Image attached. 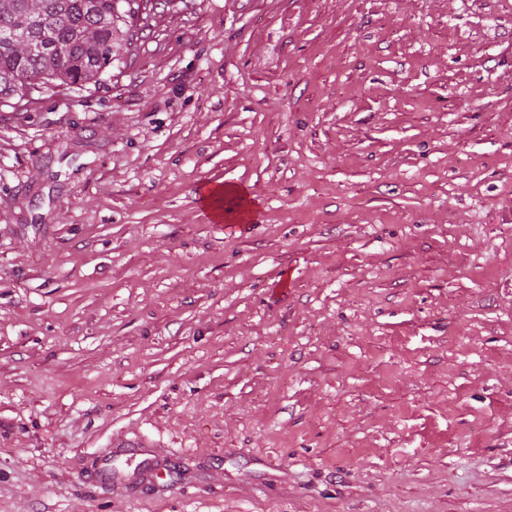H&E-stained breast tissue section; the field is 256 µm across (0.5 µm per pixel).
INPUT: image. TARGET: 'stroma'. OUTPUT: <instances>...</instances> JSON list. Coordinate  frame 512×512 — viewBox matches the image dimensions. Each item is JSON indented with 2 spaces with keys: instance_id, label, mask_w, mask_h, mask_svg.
<instances>
[{
  "instance_id": "obj_1",
  "label": "stroma",
  "mask_w": 512,
  "mask_h": 512,
  "mask_svg": "<svg viewBox=\"0 0 512 512\" xmlns=\"http://www.w3.org/2000/svg\"><path fill=\"white\" fill-rule=\"evenodd\" d=\"M0 103V512H512V0H165Z\"/></svg>"
}]
</instances>
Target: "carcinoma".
Here are the masks:
<instances>
[{"instance_id":"1","label":"carcinoma","mask_w":512,"mask_h":512,"mask_svg":"<svg viewBox=\"0 0 512 512\" xmlns=\"http://www.w3.org/2000/svg\"><path fill=\"white\" fill-rule=\"evenodd\" d=\"M139 0H0V100L28 97L35 83L97 82L135 32Z\"/></svg>"}]
</instances>
